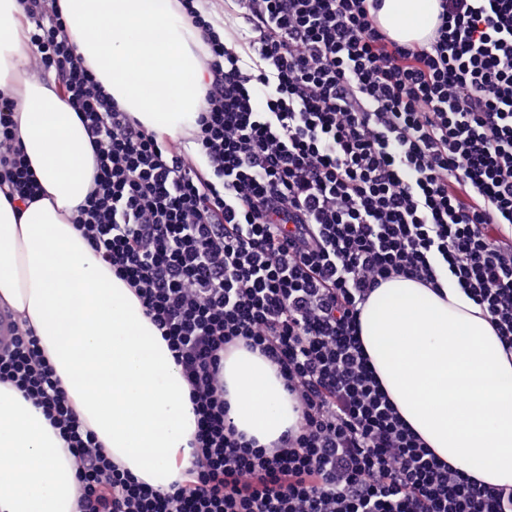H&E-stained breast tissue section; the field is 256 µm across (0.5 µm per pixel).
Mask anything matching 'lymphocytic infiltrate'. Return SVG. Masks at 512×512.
Masks as SVG:
<instances>
[{
    "label": "lymphocytic infiltrate",
    "instance_id": "lymphocytic-infiltrate-1",
    "mask_svg": "<svg viewBox=\"0 0 512 512\" xmlns=\"http://www.w3.org/2000/svg\"><path fill=\"white\" fill-rule=\"evenodd\" d=\"M210 78L175 142L119 108L74 53L53 0H22L30 66L89 132L97 174L72 221L167 342L197 433L185 484L161 492L103 455L32 328L9 311L0 382L72 451L80 512H512L437 457L381 389L360 340L383 281L441 280L512 351V0H438L417 44L382 0H231L230 41L194 0ZM0 91V185L41 198ZM273 363L298 421L271 447L227 416L224 356Z\"/></svg>",
    "mask_w": 512,
    "mask_h": 512
}]
</instances>
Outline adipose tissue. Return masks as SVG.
Returning <instances> with one entry per match:
<instances>
[{"label": "adipose tissue", "mask_w": 512, "mask_h": 512, "mask_svg": "<svg viewBox=\"0 0 512 512\" xmlns=\"http://www.w3.org/2000/svg\"><path fill=\"white\" fill-rule=\"evenodd\" d=\"M77 57L148 129L178 138L201 112L208 73L199 31L176 0H58ZM437 0H384L380 24L422 41ZM20 0H0V89L41 200L0 193V304L28 321L102 452L139 482H184L195 440L188 385L131 288L100 262L70 218L94 186L90 136L55 81L29 75ZM361 339L399 415L436 456L482 483L512 488V352L459 291L394 278L361 311ZM237 432L258 444L295 425L276 368L244 349L224 360ZM0 512H79L73 457L43 410L0 383Z\"/></svg>", "instance_id": "adipose-tissue-1"}]
</instances>
